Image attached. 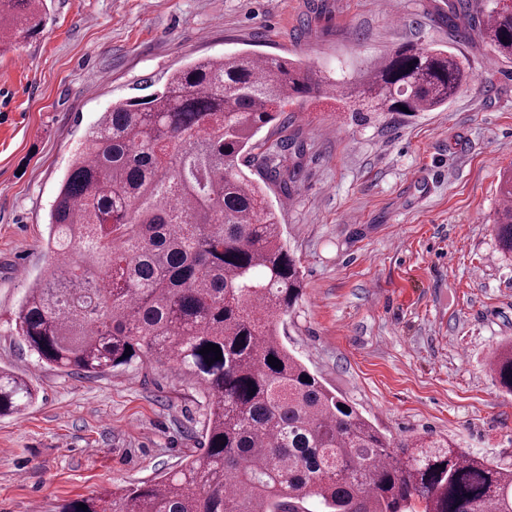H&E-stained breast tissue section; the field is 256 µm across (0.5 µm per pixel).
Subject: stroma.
Here are the masks:
<instances>
[{
	"label": "stroma",
	"instance_id": "35a3bbf8",
	"mask_svg": "<svg viewBox=\"0 0 512 512\" xmlns=\"http://www.w3.org/2000/svg\"><path fill=\"white\" fill-rule=\"evenodd\" d=\"M43 31L0 54V366L35 406L0 416V512L148 481L200 453L203 399L176 366L98 377L39 365L10 322L50 261L48 219L88 128L176 69L235 52L300 61L359 90L403 44L448 45L473 75L435 112L363 122L342 103L290 106L302 148L279 214L304 291L283 340L387 438H447L512 463V395L488 361L512 340V261L493 221L512 169V60L447 0H47ZM470 30L450 43L449 26Z\"/></svg>",
	"mask_w": 512,
	"mask_h": 512
}]
</instances>
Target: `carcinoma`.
I'll use <instances>...</instances> for the list:
<instances>
[{
  "instance_id": "obj_1",
  "label": "carcinoma",
  "mask_w": 512,
  "mask_h": 512,
  "mask_svg": "<svg viewBox=\"0 0 512 512\" xmlns=\"http://www.w3.org/2000/svg\"><path fill=\"white\" fill-rule=\"evenodd\" d=\"M46 21V0H0V51ZM479 34L512 60V0H494ZM471 78L445 46L401 45L373 65L353 112H434ZM345 95V83L286 57H207L89 129L50 214L52 260L14 314L16 335L63 372L172 363L202 388L207 418L203 452L180 469L64 512H409L414 501L423 512H512L511 465L448 439L391 443L340 409L345 401L280 335L303 280L267 190L288 197L300 150L255 136L288 105ZM255 166L256 179L245 172ZM500 196L496 238L511 255L512 174ZM209 343L222 359L200 353ZM490 366L512 393L511 343ZM36 396L0 369V416Z\"/></svg>"
}]
</instances>
